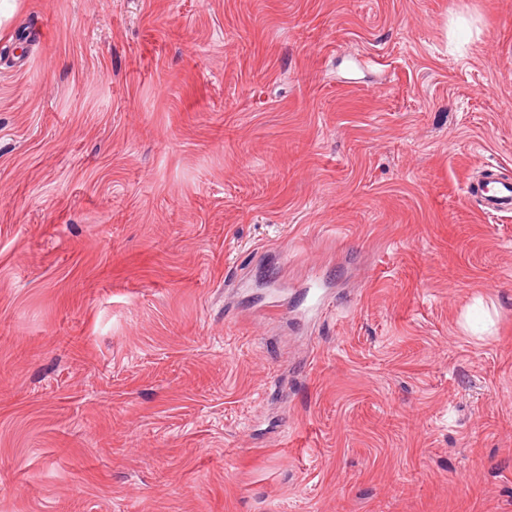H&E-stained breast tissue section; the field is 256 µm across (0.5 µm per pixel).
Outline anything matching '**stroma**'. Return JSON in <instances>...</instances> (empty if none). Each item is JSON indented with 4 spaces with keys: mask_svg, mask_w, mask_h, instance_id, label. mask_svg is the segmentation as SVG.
Returning a JSON list of instances; mask_svg holds the SVG:
<instances>
[{
    "mask_svg": "<svg viewBox=\"0 0 512 512\" xmlns=\"http://www.w3.org/2000/svg\"><path fill=\"white\" fill-rule=\"evenodd\" d=\"M512 0H15L0 512H512ZM466 196L488 216L512 212V177L487 165L481 174L467 183Z\"/></svg>",
    "mask_w": 512,
    "mask_h": 512,
    "instance_id": "obj_1",
    "label": "stroma"
}]
</instances>
